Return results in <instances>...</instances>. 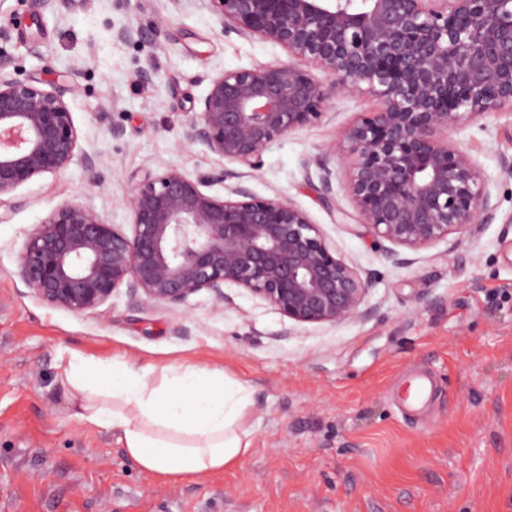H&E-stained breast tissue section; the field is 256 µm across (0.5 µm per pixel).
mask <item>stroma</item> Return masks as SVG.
<instances>
[{"label": "stroma", "instance_id": "obj_1", "mask_svg": "<svg viewBox=\"0 0 512 512\" xmlns=\"http://www.w3.org/2000/svg\"><path fill=\"white\" fill-rule=\"evenodd\" d=\"M0 56L22 77L66 88L80 156L0 198V512H512V111L448 134L481 166L494 216L469 241L411 250L363 234L345 191L341 132L382 102L336 89L317 122L263 148L256 196L287 197L328 245L370 278L365 318L297 325L244 289L216 309L200 291L173 307L127 292L80 315L47 306L17 276L29 231L88 193L128 227L145 166L198 177L224 166L182 146L212 77L288 61L279 45L224 33L194 0H78L31 17L0 0ZM145 31L123 42L117 30ZM153 80L141 82V71ZM98 161L89 185L84 156ZM330 179L332 202L319 188ZM142 367L177 359L248 385L252 448L205 477L141 472L111 432L79 421L59 383L71 356ZM410 370L439 394L424 419L395 395Z\"/></svg>", "mask_w": 512, "mask_h": 512}]
</instances>
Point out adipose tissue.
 <instances>
[{"instance_id":"obj_1","label":"adipose tissue","mask_w":512,"mask_h":512,"mask_svg":"<svg viewBox=\"0 0 512 512\" xmlns=\"http://www.w3.org/2000/svg\"><path fill=\"white\" fill-rule=\"evenodd\" d=\"M63 383L75 417L111 431L142 472L206 476L251 449L243 423L249 389L223 369L188 359L157 369L123 359L91 365L76 357Z\"/></svg>"}]
</instances>
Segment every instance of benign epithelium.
I'll list each match as a JSON object with an SVG mask.
<instances>
[{"label": "benign epithelium", "instance_id": "benign-epithelium-1", "mask_svg": "<svg viewBox=\"0 0 512 512\" xmlns=\"http://www.w3.org/2000/svg\"><path fill=\"white\" fill-rule=\"evenodd\" d=\"M38 16L74 0H26ZM226 32L281 46L288 63L211 78L183 135L257 171L261 150L320 119L333 74L382 108L340 139L347 193L374 241L410 249L451 235L474 238L493 218L478 164L448 132L492 111H512V0H195ZM0 58V197L67 167L78 134L65 90L18 79ZM220 168L192 178L146 168L128 199L126 232L88 197L53 210L28 234L17 275L46 305L81 314L122 288L147 306H178L208 292L216 307L243 288L299 325L367 316L370 280L336 255L307 212L259 198ZM236 183H230V180ZM220 185L227 194L206 189Z\"/></svg>", "mask_w": 512, "mask_h": 512}]
</instances>
